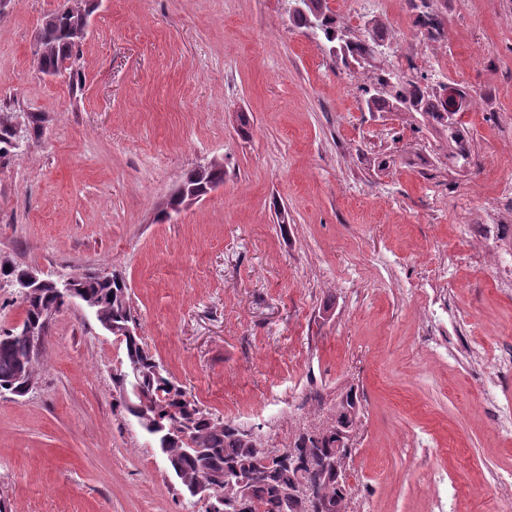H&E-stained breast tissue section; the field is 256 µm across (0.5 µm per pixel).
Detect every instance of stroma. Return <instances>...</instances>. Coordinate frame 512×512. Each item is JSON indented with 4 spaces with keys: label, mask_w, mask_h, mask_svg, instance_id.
I'll list each match as a JSON object with an SVG mask.
<instances>
[{
    "label": "stroma",
    "mask_w": 512,
    "mask_h": 512,
    "mask_svg": "<svg viewBox=\"0 0 512 512\" xmlns=\"http://www.w3.org/2000/svg\"><path fill=\"white\" fill-rule=\"evenodd\" d=\"M326 2L348 35L395 30L374 68L477 93L467 161L419 113L363 111L374 68L290 0H93L58 76L35 48L61 0H0V110L27 126L0 156V261L120 274L145 346L269 446L355 390L348 512H512V291L460 232L512 219V0H429L423 59L410 0ZM213 159L223 185L156 221ZM125 358L85 307L52 315L36 388L0 398V512H205L121 405Z\"/></svg>",
    "instance_id": "1"
}]
</instances>
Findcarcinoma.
<instances>
[{
    "label": "carcinoma",
    "mask_w": 512,
    "mask_h": 512,
    "mask_svg": "<svg viewBox=\"0 0 512 512\" xmlns=\"http://www.w3.org/2000/svg\"><path fill=\"white\" fill-rule=\"evenodd\" d=\"M90 9L83 0H63V3L46 14L40 24L36 44L38 70L44 74H58L76 53L87 34ZM388 26L377 23L375 36L350 38L336 25V19L328 14L318 22L316 38L328 47H345L339 52L345 67L356 61V56L366 57L374 39L386 40ZM375 84L388 91L373 95L371 88H363L367 107L376 112H417L429 121L448 131L451 142L466 155L468 150L460 146L468 136L463 124L444 116L445 103L438 97L426 94L427 87L417 81H392V73L383 71L375 77ZM224 183V163L213 159L189 170L180 184L187 195L203 197L216 184ZM182 199L170 196L161 204L158 218L162 221L181 211ZM73 284L83 297L100 310L105 320L121 331L130 328L132 335L119 339L125 344L126 364L139 368V383L155 400L161 418L162 429L158 439L166 441L165 457L180 487L185 481L203 480L224 491V474L247 478L248 500L254 512H293L282 498L285 487L298 481L303 474L307 481L318 484L321 498L336 505L348 498L346 485L339 484L328 472H301L286 464L270 462L255 450L245 429L212 418L200 406L190 391L181 385L165 365L146 349L137 335V324L130 304L129 289L125 280L117 274L89 273L73 278ZM20 298L25 306V321L39 315L51 317L64 305L57 289L46 286L41 294L30 300L24 294ZM36 357L30 353L25 340L16 332L0 334V389L14 380L22 369L35 372Z\"/></svg>",
    "instance_id": "carcinoma-1"
}]
</instances>
